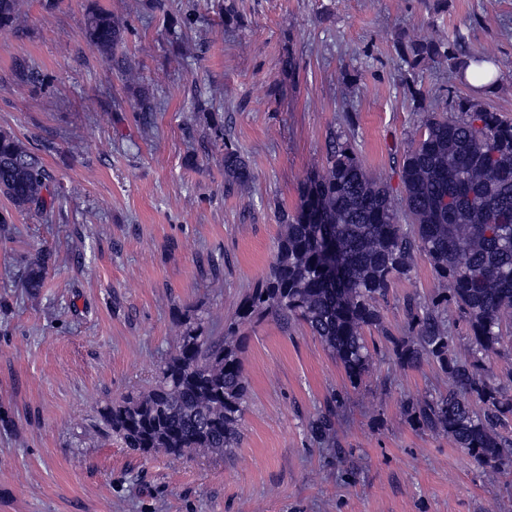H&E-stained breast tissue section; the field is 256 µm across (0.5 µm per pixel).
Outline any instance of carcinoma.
Returning a JSON list of instances; mask_svg holds the SVG:
<instances>
[{"label":"carcinoma","mask_w":512,"mask_h":512,"mask_svg":"<svg viewBox=\"0 0 512 512\" xmlns=\"http://www.w3.org/2000/svg\"><path fill=\"white\" fill-rule=\"evenodd\" d=\"M19 0H0V31L14 29ZM83 34L105 55L124 31L108 11L88 10ZM405 60L471 66L501 79L492 58L463 59L448 42L409 41ZM420 121L400 168L401 190L370 172L353 150L331 141L326 164L312 171L299 202L282 215V230L268 276L238 305L222 336L185 328L146 392L113 402L102 414L106 431L141 454L162 450L184 457L204 451L231 459L248 398L241 357V328L266 317L305 324L355 384L369 372L376 348L365 330L382 322L381 301L392 280L409 276L424 255L445 284L428 305L407 307L410 335L386 337L403 363L437 364L451 389L410 402L412 420L448 437L478 467L497 473L512 463V439L499 428L512 420V395L488 379L485 359L512 337V120L473 97L452 110L412 88ZM224 175L239 188L251 182L246 161L224 151ZM0 194L12 212L38 215L50 209L51 176L40 156L14 134L0 130ZM52 253L31 261L27 288L42 287ZM461 312L471 337L470 357L457 359L448 336V309ZM482 404L473 408V401ZM309 429L320 443L335 444L332 413Z\"/></svg>","instance_id":"obj_1"}]
</instances>
